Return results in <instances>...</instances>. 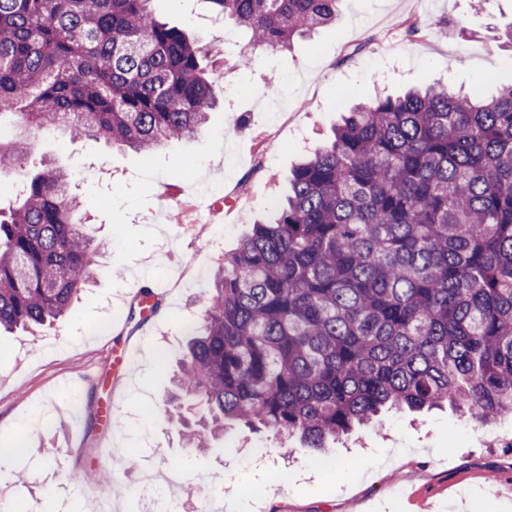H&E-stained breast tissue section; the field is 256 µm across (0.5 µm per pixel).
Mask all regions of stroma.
I'll list each match as a JSON object with an SVG mask.
<instances>
[{"instance_id": "obj_1", "label": "stroma", "mask_w": 512, "mask_h": 512, "mask_svg": "<svg viewBox=\"0 0 512 512\" xmlns=\"http://www.w3.org/2000/svg\"><path fill=\"white\" fill-rule=\"evenodd\" d=\"M155 12L198 43L238 46L246 32L214 22L208 0H156ZM340 19L296 39L291 50L256 53L209 78L228 89L201 134L151 158L101 142L39 138L24 173L0 170V208L17 202L20 175L47 160L67 167L93 235L107 242L92 288L71 315L38 336L0 335V444L25 451L0 471L14 497L54 494L55 512L82 505L73 476L102 463L122 487L112 512H149L137 479L178 468L195 498L223 497L230 512H512V417L476 426L454 411L391 413L317 452L299 439L227 422L216 451L190 448L176 418L158 409L169 386L151 354L179 358L184 315L199 317L214 271L252 225L268 216L304 154L323 145L342 113L378 94L435 81L492 93L512 83V0H343ZM418 33H410L408 23ZM220 183L228 205L209 212L224 246L187 208L203 183ZM162 281L158 311L128 321L139 292ZM98 335H86L91 326ZM140 350L131 370L114 362ZM113 416H106V406ZM140 449L135 467L103 448Z\"/></svg>"}]
</instances>
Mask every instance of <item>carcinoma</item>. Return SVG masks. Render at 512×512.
<instances>
[{
	"label": "carcinoma",
	"instance_id": "carcinoma-1",
	"mask_svg": "<svg viewBox=\"0 0 512 512\" xmlns=\"http://www.w3.org/2000/svg\"><path fill=\"white\" fill-rule=\"evenodd\" d=\"M156 0H0V170L56 132L148 158L192 139L221 91L205 53ZM239 51L291 47L341 0H207ZM50 162L0 209V331L51 326L87 292L103 245ZM160 405L190 395L186 442L224 424L311 448L382 410L512 415V85L443 84L359 104L292 173L277 216L224 257Z\"/></svg>",
	"mask_w": 512,
	"mask_h": 512
}]
</instances>
